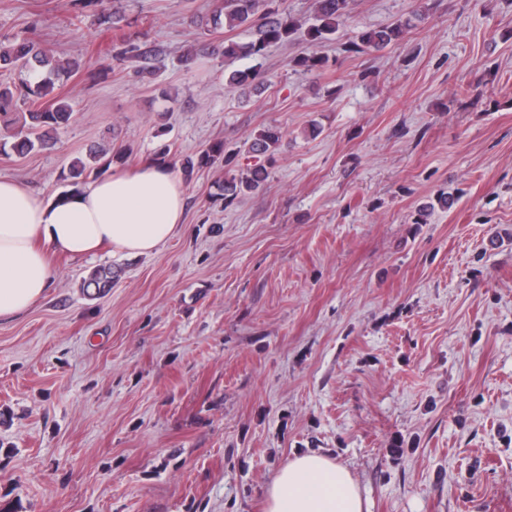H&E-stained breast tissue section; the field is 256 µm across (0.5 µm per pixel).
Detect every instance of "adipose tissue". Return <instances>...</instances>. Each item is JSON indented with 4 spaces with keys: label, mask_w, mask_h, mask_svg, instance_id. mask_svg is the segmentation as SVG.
I'll return each instance as SVG.
<instances>
[{
    "label": "adipose tissue",
    "mask_w": 512,
    "mask_h": 512,
    "mask_svg": "<svg viewBox=\"0 0 512 512\" xmlns=\"http://www.w3.org/2000/svg\"><path fill=\"white\" fill-rule=\"evenodd\" d=\"M183 212L180 182L154 161L63 198L0 178V317L23 313L45 296L51 255L86 257L105 246L148 255L176 233ZM267 512H364V504L347 468L308 452L276 472Z\"/></svg>",
    "instance_id": "adipose-tissue-1"
}]
</instances>
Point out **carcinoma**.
I'll return each instance as SVG.
<instances>
[{
	"label": "carcinoma",
	"mask_w": 512,
	"mask_h": 512,
	"mask_svg": "<svg viewBox=\"0 0 512 512\" xmlns=\"http://www.w3.org/2000/svg\"><path fill=\"white\" fill-rule=\"evenodd\" d=\"M348 0H313V14L303 22L295 21L288 13L280 10V0H220L219 6L209 15L194 16L191 22L207 30L237 29L246 27L255 31V39L239 44L224 43V49H212L214 54L224 57L246 56L255 59L266 55L269 47L288 43L298 37L310 44H320L330 39L339 30L346 14ZM403 24L368 29L343 43L347 53H359L370 48H381L395 41L402 33ZM120 48V54L135 58H145L149 51L121 37L112 48ZM326 60L315 54L292 60V66L302 71H313L324 67ZM23 69L38 71L44 77L34 86L0 83V122L3 130L0 137L12 138V149L19 155L32 152L35 148L52 147L57 131L66 126L73 115L70 104L64 100L50 97L54 90L53 77L67 72V68L50 56L32 39L0 38V71L12 73ZM262 71L258 67L234 70L227 75L229 85L244 92H260L264 87ZM33 98L32 108L25 113L21 127H13L11 112L22 98ZM282 142V134L275 127L261 130L252 140L249 149L264 155L271 152ZM127 151L112 153V147H101L90 151L86 159L76 158L68 172L61 175L71 190L78 191L91 177L100 173L102 167L112 165L115 160H123ZM155 161L180 168L186 177L195 169L211 167L228 162L224 156V142L211 143L198 156L178 157L171 148L164 147L155 155ZM267 178L264 166L224 180V201L232 202L239 196L257 190ZM114 275L112 267L94 269L84 281V287L101 292L112 287Z\"/></svg>",
	"instance_id": "obj_1"
}]
</instances>
